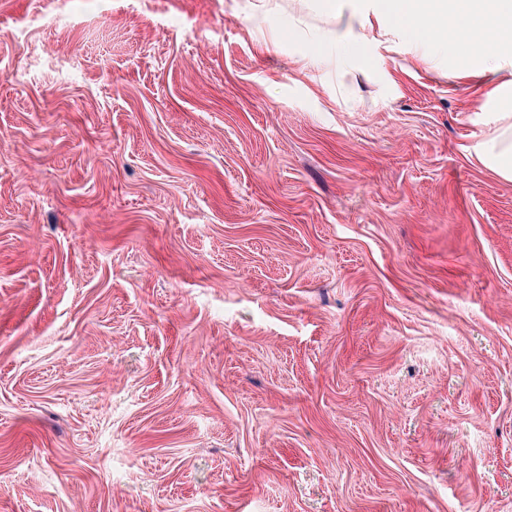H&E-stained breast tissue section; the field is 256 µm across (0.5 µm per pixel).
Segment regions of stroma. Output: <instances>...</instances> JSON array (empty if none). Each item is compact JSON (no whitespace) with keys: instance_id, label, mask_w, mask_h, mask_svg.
I'll list each match as a JSON object with an SVG mask.
<instances>
[{"instance_id":"obj_1","label":"stroma","mask_w":512,"mask_h":512,"mask_svg":"<svg viewBox=\"0 0 512 512\" xmlns=\"http://www.w3.org/2000/svg\"><path fill=\"white\" fill-rule=\"evenodd\" d=\"M0 0V512H512V183L406 36Z\"/></svg>"}]
</instances>
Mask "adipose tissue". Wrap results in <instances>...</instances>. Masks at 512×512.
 <instances>
[{"label":"adipose tissue","mask_w":512,"mask_h":512,"mask_svg":"<svg viewBox=\"0 0 512 512\" xmlns=\"http://www.w3.org/2000/svg\"><path fill=\"white\" fill-rule=\"evenodd\" d=\"M289 23L302 35L306 18L317 14L328 22L315 53L290 54L292 63L321 65L336 72H363L370 32L409 35L421 61L440 49L453 54L459 79L483 90L481 107L492 109L496 125L481 154L503 181H512V0H299Z\"/></svg>","instance_id":"adipose-tissue-1"}]
</instances>
